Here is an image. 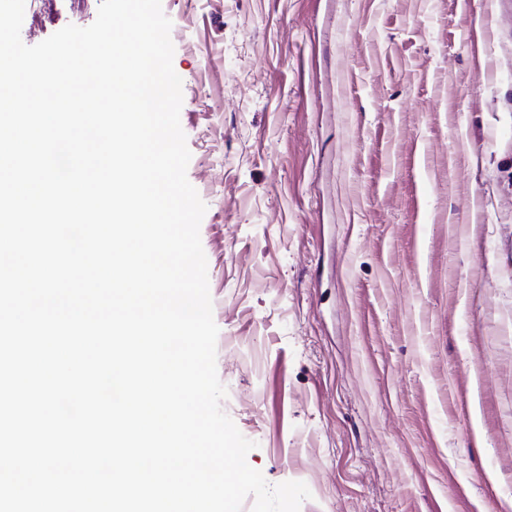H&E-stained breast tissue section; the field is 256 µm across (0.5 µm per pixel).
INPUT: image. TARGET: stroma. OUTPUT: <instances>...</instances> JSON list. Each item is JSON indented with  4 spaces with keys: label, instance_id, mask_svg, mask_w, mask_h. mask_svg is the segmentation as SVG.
Instances as JSON below:
<instances>
[{
    "label": "stroma",
    "instance_id": "obj_1",
    "mask_svg": "<svg viewBox=\"0 0 512 512\" xmlns=\"http://www.w3.org/2000/svg\"><path fill=\"white\" fill-rule=\"evenodd\" d=\"M161 7L248 465L300 512H512V0Z\"/></svg>",
    "mask_w": 512,
    "mask_h": 512
}]
</instances>
